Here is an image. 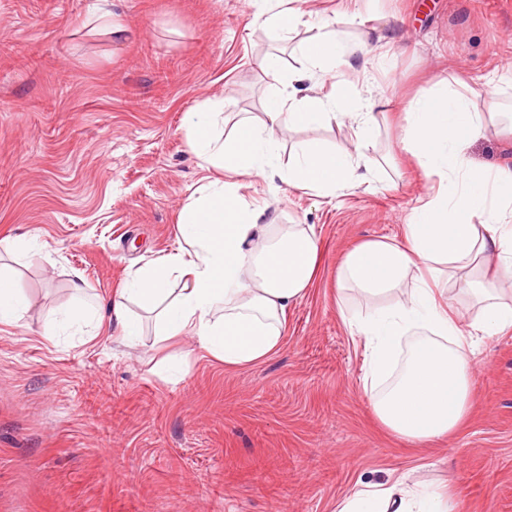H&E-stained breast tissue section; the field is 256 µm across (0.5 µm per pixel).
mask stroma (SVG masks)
<instances>
[{
    "label": "stroma",
    "mask_w": 512,
    "mask_h": 512,
    "mask_svg": "<svg viewBox=\"0 0 512 512\" xmlns=\"http://www.w3.org/2000/svg\"><path fill=\"white\" fill-rule=\"evenodd\" d=\"M289 2L306 23L285 37L248 0H112L119 35L96 22V0H0V264L30 302L0 324V512H336L360 485L401 476L448 486L462 512H512V332L479 341L464 425L415 445L377 420L342 317L373 307L356 293L339 303L344 255L402 239L429 190L395 149L394 119L365 151L389 156L380 181L334 200L245 179L249 204L314 225L321 244L319 275L266 362L227 367L189 337L157 341L133 302L136 346L107 327L84 344L45 333L75 303L74 274L105 317L132 271L178 248L179 210L221 176L200 166L185 113L223 101L228 129L261 115L273 82L262 61L298 66L309 23L351 32L377 99L435 92L463 71L512 100V0ZM351 137L346 122L287 131L281 153Z\"/></svg>",
    "instance_id": "obj_1"
}]
</instances>
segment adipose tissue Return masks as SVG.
I'll use <instances>...</instances> for the list:
<instances>
[{
	"label": "adipose tissue",
	"mask_w": 512,
	"mask_h": 512,
	"mask_svg": "<svg viewBox=\"0 0 512 512\" xmlns=\"http://www.w3.org/2000/svg\"><path fill=\"white\" fill-rule=\"evenodd\" d=\"M334 23L319 26L299 47L300 65L283 71L268 58L263 69L275 85L262 118L239 120L231 135L218 126L224 103L205 102L183 119L187 141L202 165L227 175L182 210L177 251L135 270L111 313L122 344H136L141 319L128 311L136 300L156 315V336L190 334L228 367L257 365L282 343L289 307L316 275L320 240L313 226L275 224L266 209L246 203L238 180L255 176L334 199L373 181L376 166L363 150L380 129L372 98L355 99V83L339 67L359 52ZM333 90H319L325 80ZM471 79L457 76L442 92L420 96L402 114L400 144L439 189L415 208L403 240L371 239L349 250L337 274L339 291L353 288L383 304L350 315L351 336L365 350L364 384L380 423L395 437L430 443L455 433L470 411L473 356L479 339L512 330V168L490 169L469 155L471 143L503 126L496 100L476 107ZM352 122L354 147L300 146L281 156V129H310ZM184 280L172 293L171 280ZM463 285L474 303L469 325L449 310V282ZM402 369L395 358L406 336ZM446 487L364 485L344 497L336 512H459Z\"/></svg>",
	"instance_id": "obj_1"
}]
</instances>
